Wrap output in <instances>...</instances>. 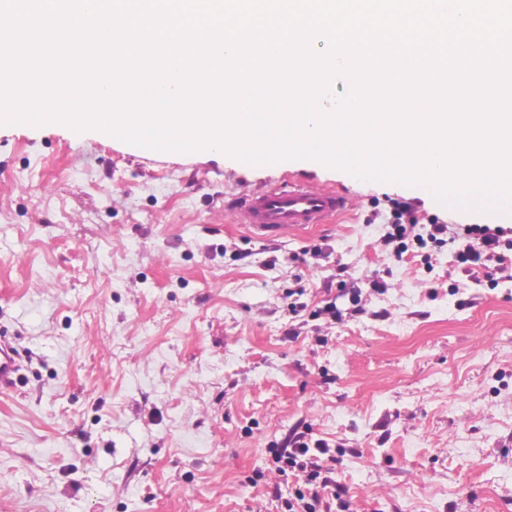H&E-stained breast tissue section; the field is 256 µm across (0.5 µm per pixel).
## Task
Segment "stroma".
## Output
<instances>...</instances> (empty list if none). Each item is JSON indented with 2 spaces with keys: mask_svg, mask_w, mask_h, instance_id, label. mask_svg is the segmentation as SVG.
<instances>
[{
  "mask_svg": "<svg viewBox=\"0 0 512 512\" xmlns=\"http://www.w3.org/2000/svg\"><path fill=\"white\" fill-rule=\"evenodd\" d=\"M342 192L332 224L258 239L225 205L284 174ZM415 204L452 238L382 249ZM421 189L302 160L142 153L0 127V512H288L275 456L326 441L350 512H512V253ZM488 226L483 225L467 229L469 240L459 250L461 263L470 266H485L484 261H491L494 258L500 261L503 260L500 253L495 251L500 246L503 231L500 227L491 229ZM22 369L20 356L12 344L0 337V390L11 389Z\"/></svg>",
  "mask_w": 512,
  "mask_h": 512,
  "instance_id": "stroma-1",
  "label": "stroma"
}]
</instances>
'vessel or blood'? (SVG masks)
<instances>
[{
	"label": "vessel or blood",
	"instance_id": "vessel-or-blood-1",
	"mask_svg": "<svg viewBox=\"0 0 512 512\" xmlns=\"http://www.w3.org/2000/svg\"><path fill=\"white\" fill-rule=\"evenodd\" d=\"M239 207L245 215L246 228L264 239L340 217L351 204L339 192L293 184L247 194ZM21 369L18 352L9 341L0 337V390L11 389Z\"/></svg>",
	"mask_w": 512,
	"mask_h": 512
}]
</instances>
